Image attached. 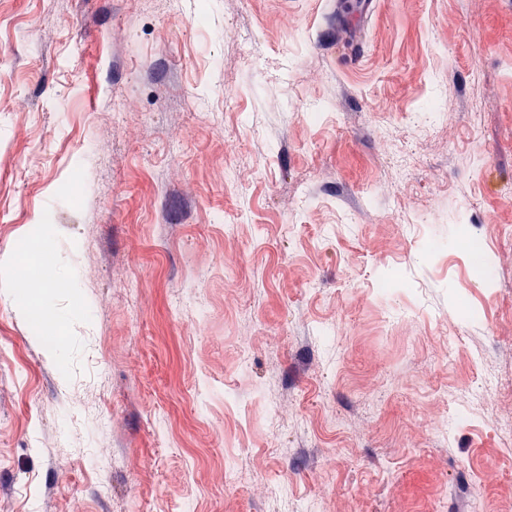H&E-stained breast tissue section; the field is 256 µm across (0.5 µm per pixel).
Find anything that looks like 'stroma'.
I'll list each match as a JSON object with an SVG mask.
<instances>
[{
    "label": "stroma",
    "instance_id": "stroma-1",
    "mask_svg": "<svg viewBox=\"0 0 512 512\" xmlns=\"http://www.w3.org/2000/svg\"><path fill=\"white\" fill-rule=\"evenodd\" d=\"M351 2L0 0V512L506 507L512 0Z\"/></svg>",
    "mask_w": 512,
    "mask_h": 512
}]
</instances>
